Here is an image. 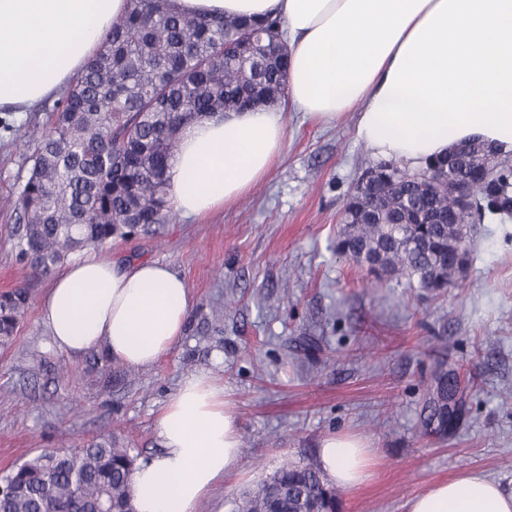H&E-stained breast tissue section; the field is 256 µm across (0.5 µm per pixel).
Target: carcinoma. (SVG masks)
I'll list each match as a JSON object with an SVG mask.
<instances>
[{"mask_svg":"<svg viewBox=\"0 0 512 512\" xmlns=\"http://www.w3.org/2000/svg\"><path fill=\"white\" fill-rule=\"evenodd\" d=\"M111 38L56 102L48 121L23 133L26 175L0 205L17 216L10 229L16 261L47 273L87 247L170 224V160L181 130L217 112L276 104L286 90L288 47L278 39L281 18H206L182 14L168 0H128ZM495 156L493 173L476 179L478 219L512 216V163ZM455 171L449 156L409 172L394 162L371 167L372 181L344 204L336 251L367 268L375 280H405L434 294L456 285L469 260L459 247L460 225L426 224L445 211V189H421L423 175ZM28 305L22 288L0 294V341L14 336ZM443 380L429 401L423 428L448 420ZM134 458L116 440L44 451L0 478L9 512H135ZM336 490L320 465L287 462L256 488L241 493L235 512H333Z\"/></svg>","mask_w":512,"mask_h":512,"instance_id":"cac0c4a2","label":"carcinoma"}]
</instances>
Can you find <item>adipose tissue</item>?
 Returning a JSON list of instances; mask_svg holds the SVG:
<instances>
[{
  "mask_svg": "<svg viewBox=\"0 0 512 512\" xmlns=\"http://www.w3.org/2000/svg\"><path fill=\"white\" fill-rule=\"evenodd\" d=\"M201 16L276 15L290 48L287 106L217 113L179 134L170 161L176 210L202 218L250 192L280 158L288 112L332 123L358 114L357 137L418 170L471 141L512 156V0H172ZM127 0H0V110L24 113L82 72ZM193 295L167 263L101 260L89 252L54 278L40 317L57 350L104 349L153 366L182 339ZM162 451L133 471L135 512H198L234 472L240 436L210 374L185 375L156 422ZM371 451L325 437L336 484L370 477ZM407 512H512V492L464 472L412 497Z\"/></svg>",
  "mask_w": 512,
  "mask_h": 512,
  "instance_id": "obj_1",
  "label": "adipose tissue"
}]
</instances>
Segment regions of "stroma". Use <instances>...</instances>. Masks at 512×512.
Masks as SVG:
<instances>
[{
	"label": "stroma",
	"mask_w": 512,
	"mask_h": 512,
	"mask_svg": "<svg viewBox=\"0 0 512 512\" xmlns=\"http://www.w3.org/2000/svg\"><path fill=\"white\" fill-rule=\"evenodd\" d=\"M0 113V196L25 171L19 138L52 109ZM356 113L334 124L288 113L281 159L233 206L178 217L114 240L110 260H158L186 279L194 306L181 341L147 369L104 350L54 348L40 301L51 277L21 268L0 210V293L29 292L13 340L0 345V476L43 450L112 436L135 461L158 454L156 419L183 376L223 383L238 425L237 474L199 512H232L240 493L284 461L318 460L330 435L372 450V477L340 489L336 512H406L431 485L463 471L512 490V219L474 225L458 287L434 295L388 280L336 251L347 196L375 164ZM457 379V414L421 434L441 374Z\"/></svg>",
	"instance_id": "obj_1"
}]
</instances>
